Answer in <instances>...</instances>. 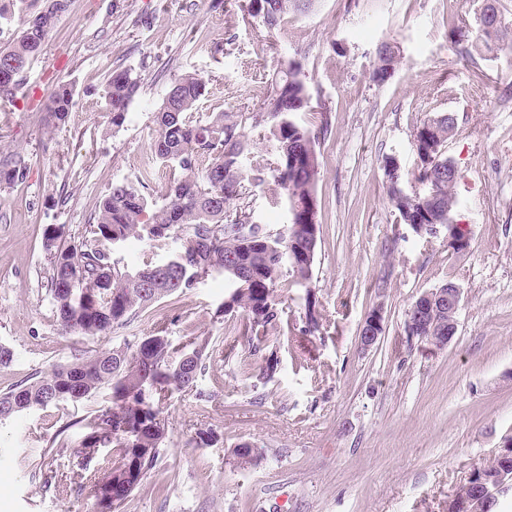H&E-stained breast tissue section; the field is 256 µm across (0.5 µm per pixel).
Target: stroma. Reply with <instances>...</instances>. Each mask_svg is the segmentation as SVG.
I'll use <instances>...</instances> for the list:
<instances>
[{"mask_svg":"<svg viewBox=\"0 0 512 512\" xmlns=\"http://www.w3.org/2000/svg\"><path fill=\"white\" fill-rule=\"evenodd\" d=\"M479 6L316 0L269 31L244 21L241 0H67L17 97L0 107V160L24 168L0 185V344L14 353L0 393L159 331L177 344L210 337L195 383L165 404L162 455L121 512H448L473 470L512 439V49L469 56L450 37L474 26ZM384 42L399 46L401 63L379 86L371 72ZM288 59L310 92L297 119L318 135L320 243L311 288L279 279L269 345H252L243 312L225 313L230 284L216 273L109 335H60L46 228L66 241L87 236L112 185L142 174L160 198L179 174L151 151L154 111L174 78L205 80L200 112H250ZM117 69L142 82L119 128L103 98ZM65 84L76 104L55 126L45 103ZM439 113L457 122L445 150L458 170L453 219L470 237L463 254L446 232L413 235L387 196L383 156L411 180L412 133ZM246 203L254 221H289L272 178L249 186ZM178 246L132 239L113 257L138 268ZM449 281L463 291L453 340L408 339L413 303ZM310 292L321 327L306 334ZM378 306L383 333L361 350V325ZM109 398L102 388L0 422V512H94L107 454L81 472L73 449ZM201 432L208 444H196ZM244 442L264 451L245 469L231 456Z\"/></svg>","mask_w":512,"mask_h":512,"instance_id":"obj_1","label":"stroma"}]
</instances>
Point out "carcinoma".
Instances as JSON below:
<instances>
[{
	"label": "carcinoma",
	"mask_w": 512,
	"mask_h": 512,
	"mask_svg": "<svg viewBox=\"0 0 512 512\" xmlns=\"http://www.w3.org/2000/svg\"><path fill=\"white\" fill-rule=\"evenodd\" d=\"M481 0L474 29L456 27L455 42L466 43L465 53L493 54L512 42V25L500 17L501 29L483 27L487 2ZM315 0H245V19L275 28L290 12L306 13ZM65 0H0V26L15 12L26 14L24 27L0 46V96L19 85L28 62L50 38ZM400 53L381 44L371 79L377 85L394 74ZM141 81L128 69L115 71L105 89L112 126L124 124L129 105L140 95ZM205 92L196 74L175 79L155 113L158 136L152 154L163 165L179 167L180 178L169 185L152 221L142 218L153 207L142 192L144 179L112 186L103 198L90 235L69 244L59 243L56 227L46 229L50 255L53 306L61 332L100 336L127 325L136 310L165 296L190 289L213 272L233 280L236 288L224 301V313L238 310L245 329L260 342L280 321L273 300L282 272L307 288L306 331L319 330L314 294L310 290L316 260V183L320 154L317 136L297 121L310 94L302 67L296 60L280 62L267 90L264 106L252 112H212L199 116ZM75 90L61 86L52 91L46 112L53 124L65 121L75 104ZM264 131L274 162L270 170L280 196L285 198L289 224L270 228L252 220L244 205L246 184L264 180V170L247 165L254 146L252 132ZM455 130V118L439 114L413 132L417 157L415 181L421 188L398 196L387 195L401 223L448 224L457 206L455 178L448 176L443 146ZM208 164L200 166L201 158ZM131 236L149 239L173 237L179 247L165 263H148L128 270L112 258V246ZM209 337L175 345L162 334L145 336L134 345L112 348L60 366L51 374L0 394V420L33 408L72 401L94 391L111 390V405L98 411L92 431L83 437L77 453L86 467L98 449L106 448L115 460L104 480L112 482L110 512H119L131 492L146 478L165 448L166 418L163 401L174 388L194 383Z\"/></svg>",
	"instance_id": "carcinoma-1"
}]
</instances>
